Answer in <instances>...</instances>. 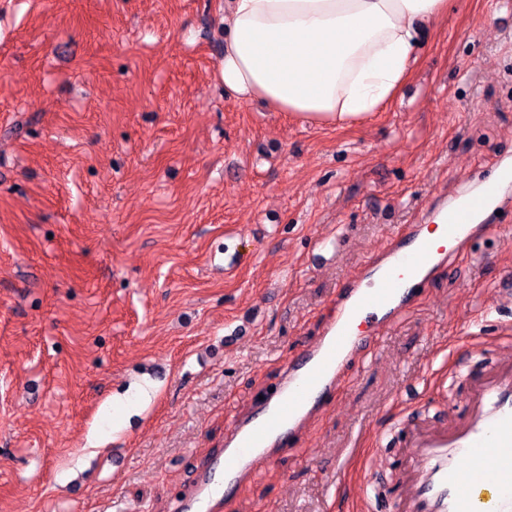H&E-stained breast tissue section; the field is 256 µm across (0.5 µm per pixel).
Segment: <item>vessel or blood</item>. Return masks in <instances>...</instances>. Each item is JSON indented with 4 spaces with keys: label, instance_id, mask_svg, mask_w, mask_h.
Instances as JSON below:
<instances>
[{
    "label": "vessel or blood",
    "instance_id": "obj_1",
    "mask_svg": "<svg viewBox=\"0 0 512 512\" xmlns=\"http://www.w3.org/2000/svg\"><path fill=\"white\" fill-rule=\"evenodd\" d=\"M509 209L512 164L506 163L477 188L437 202L426 216L437 238L424 236L418 224L392 235L364 274L339 289L320 342L289 358L278 390L233 425L176 512H220L241 479L258 463L272 462L277 449L333 401L351 357L410 310L460 245L494 233L500 212ZM405 445L409 464L398 492L374 499L373 512H512V358L471 384L461 421L407 423Z\"/></svg>",
    "mask_w": 512,
    "mask_h": 512
}]
</instances>
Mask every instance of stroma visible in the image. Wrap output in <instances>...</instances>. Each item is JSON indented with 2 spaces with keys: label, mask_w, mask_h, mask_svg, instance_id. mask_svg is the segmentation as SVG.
<instances>
[{
  "label": "stroma",
  "mask_w": 512,
  "mask_h": 512,
  "mask_svg": "<svg viewBox=\"0 0 512 512\" xmlns=\"http://www.w3.org/2000/svg\"><path fill=\"white\" fill-rule=\"evenodd\" d=\"M395 100L306 125L224 87V0H0V512H173L336 293L512 159V0H452ZM438 268L222 512H367L404 417L512 351V214Z\"/></svg>",
  "instance_id": "stroma-1"
}]
</instances>
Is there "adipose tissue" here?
Wrapping results in <instances>:
<instances>
[{"instance_id": "obj_1", "label": "adipose tissue", "mask_w": 512, "mask_h": 512, "mask_svg": "<svg viewBox=\"0 0 512 512\" xmlns=\"http://www.w3.org/2000/svg\"><path fill=\"white\" fill-rule=\"evenodd\" d=\"M450 2L224 0V86L303 123L362 121L397 94Z\"/></svg>"}]
</instances>
